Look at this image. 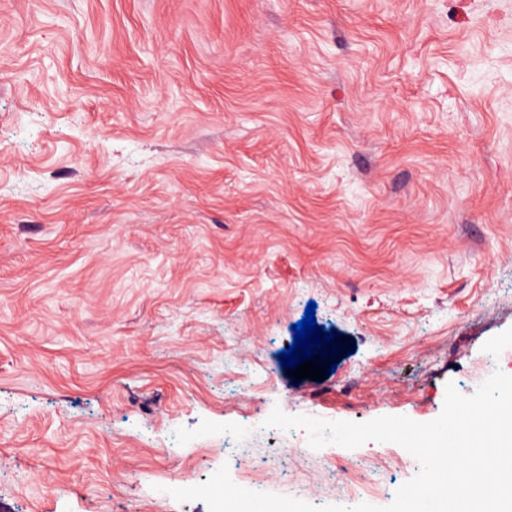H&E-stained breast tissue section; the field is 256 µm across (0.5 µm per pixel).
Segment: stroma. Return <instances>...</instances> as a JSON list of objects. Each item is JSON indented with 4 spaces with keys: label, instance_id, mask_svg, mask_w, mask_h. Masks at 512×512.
Segmentation results:
<instances>
[{
    "label": "stroma",
    "instance_id": "stroma-1",
    "mask_svg": "<svg viewBox=\"0 0 512 512\" xmlns=\"http://www.w3.org/2000/svg\"><path fill=\"white\" fill-rule=\"evenodd\" d=\"M325 380L278 359L308 303ZM512 375V0H0V512L390 505Z\"/></svg>",
    "mask_w": 512,
    "mask_h": 512
}]
</instances>
